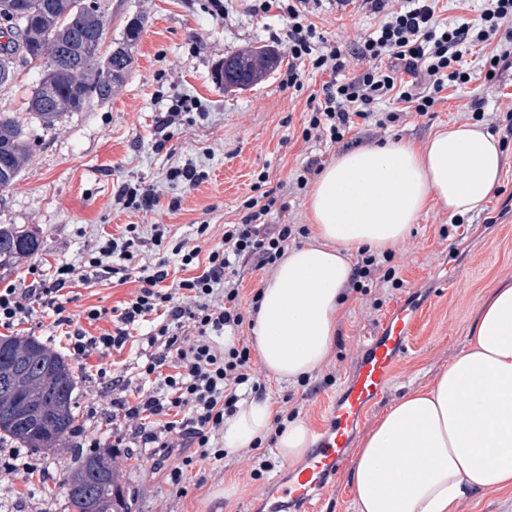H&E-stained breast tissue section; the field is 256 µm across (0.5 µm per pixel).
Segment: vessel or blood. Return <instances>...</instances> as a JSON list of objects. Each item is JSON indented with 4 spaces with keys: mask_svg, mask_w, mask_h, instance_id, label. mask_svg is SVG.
Segmentation results:
<instances>
[{
    "mask_svg": "<svg viewBox=\"0 0 512 512\" xmlns=\"http://www.w3.org/2000/svg\"><path fill=\"white\" fill-rule=\"evenodd\" d=\"M417 317V308L401 306L363 345L348 383L330 409L329 429L319 438L305 465L275 484L267 512H279L284 505L310 507L326 476L346 464L354 428L369 407L384 396L396 362L408 351Z\"/></svg>",
    "mask_w": 512,
    "mask_h": 512,
    "instance_id": "1",
    "label": "vessel or blood"
}]
</instances>
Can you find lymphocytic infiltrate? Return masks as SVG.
I'll return each instance as SVG.
<instances>
[{
	"label": "lymphocytic infiltrate",
	"instance_id": "obj_1",
	"mask_svg": "<svg viewBox=\"0 0 512 512\" xmlns=\"http://www.w3.org/2000/svg\"><path fill=\"white\" fill-rule=\"evenodd\" d=\"M322 2L259 0L254 8L260 17L283 22L271 34L288 57L283 86H299L306 68L324 76L320 91L308 99L310 117L302 129L307 141L338 144L358 126L386 128L399 113L378 111L383 102L426 115L444 90L464 84L471 73L464 57L472 47L492 45L487 76L512 64V0H483L477 25L463 19L441 23L440 0H361L383 20L350 48L329 43L318 32L312 16ZM279 193L270 187L247 198L239 222L225 225L219 245H209L208 225H192L194 246L180 242L172 249L184 278L171 280L164 258L150 267L136 265L140 249L162 248L167 231L155 224L146 235L130 224L123 237L101 243L87 264L63 263L50 273L35 266L28 286L0 289V327L10 329L51 313L75 357L95 353L104 358L136 341L139 352L129 368H98V396L112 404L113 450H145L152 470L166 472L176 495L184 494L194 462L223 459L219 436L246 393L264 392L249 347L223 345L219 339L245 323L244 270H272L301 233L294 224L267 223L271 212L288 209ZM113 198L123 208L143 212L163 204L174 212L181 205L176 198L162 203L157 187L145 182L118 183ZM108 257L113 276L123 284L135 281L137 289L112 310L87 311L88 323L106 318L112 325L96 336L75 321L68 305L74 288L99 277Z\"/></svg>",
	"mask_w": 512,
	"mask_h": 512
}]
</instances>
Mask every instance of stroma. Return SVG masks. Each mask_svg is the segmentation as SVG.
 <instances>
[{
	"mask_svg": "<svg viewBox=\"0 0 512 512\" xmlns=\"http://www.w3.org/2000/svg\"><path fill=\"white\" fill-rule=\"evenodd\" d=\"M104 19L103 53H110L135 20L143 28L124 81L112 97L90 99L84 111L62 116L48 127L28 112L24 100L38 69L17 62L11 83L0 86V112L13 115L25 129L32 147L31 160L16 181L0 189V224L36 231L40 248L30 257L0 267V285L23 286L32 279L33 264L43 268L87 259L100 237L121 236L126 225L168 224L174 240L188 236L193 224L210 227L212 243H220L226 224L239 221L242 203L253 193L259 174L284 182L288 210L281 218L291 224L310 221L308 190L291 189L297 171L308 160L334 161L343 145L304 141L307 98L322 78L305 73L303 89L281 84L272 72L257 85L225 91L215 74L224 57L234 51L269 47V29L281 20L254 16L249 0H228L227 17L216 15L212 0H95ZM380 20L368 8L339 10L336 0H324L316 24L332 41L355 42L371 33ZM484 49L473 48L466 65L473 79L460 89H448L445 100L428 115H401L387 129L362 126L349 135L354 147L406 141L422 146L451 122L471 121L464 104L484 103L485 128L512 120V67H500L486 81ZM197 100L200 111L190 112L163 151H155L159 134L154 118L164 111L172 94ZM504 171L500 184L484 208L453 220L432 209L415 225L411 237L394 256L397 288H374L370 293L348 292L346 311L338 326L327 364L296 383L268 379L265 399L286 401L288 409L307 420L314 430L327 423V409L344 388L366 336L408 298L420 299L419 313L407 354L395 366L384 397L365 414L354 440L362 442L372 426L401 395L426 384L467 344L476 308L499 281L512 280V141L503 147ZM193 161L206 174L194 190L183 192L169 184V167ZM117 180L144 181L158 186L165 201L177 197L181 208L131 212L112 199ZM269 216V223H277ZM134 283L118 284L103 278L76 289L71 313L84 315L96 307L112 309L131 298ZM77 387V421L101 423L100 437L111 443L112 429L103 423L105 402L99 387L97 356L72 358ZM76 439L63 447L30 454L48 468L51 478L40 497L28 495V478L13 475L0 480V499L12 501L15 512H67L64 480L76 466ZM112 470L124 492L130 493L132 512H255L261 507L271 479L288 462L275 446L244 449L192 469L187 493L173 496L163 473L149 463L125 454L112 456ZM350 468L329 478L314 512H356ZM237 492L225 497L226 484Z\"/></svg>",
	"mask_w": 512,
	"mask_h": 512,
	"instance_id": "obj_1",
	"label": "stroma"
}]
</instances>
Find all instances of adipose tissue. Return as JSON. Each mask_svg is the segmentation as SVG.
<instances>
[{"mask_svg": "<svg viewBox=\"0 0 512 512\" xmlns=\"http://www.w3.org/2000/svg\"><path fill=\"white\" fill-rule=\"evenodd\" d=\"M503 163L476 122L450 124L420 149L399 142L338 155L309 193L312 243L288 248L260 290L252 333L264 368L287 381L320 369L354 252L401 247L426 209H480ZM271 419L268 402L242 401L224 423L225 453L260 443ZM350 482L357 512H453L469 493L512 490V282L481 301L467 349L378 419Z\"/></svg>", "mask_w": 512, "mask_h": 512, "instance_id": "ef3b65f1", "label": "adipose tissue"}]
</instances>
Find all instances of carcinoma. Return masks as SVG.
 <instances>
[{
  "instance_id": "1",
  "label": "carcinoma",
  "mask_w": 512,
  "mask_h": 512,
  "mask_svg": "<svg viewBox=\"0 0 512 512\" xmlns=\"http://www.w3.org/2000/svg\"><path fill=\"white\" fill-rule=\"evenodd\" d=\"M4 10L23 18L12 54L40 67V77L28 96V111L44 125L55 124L68 112H81L95 97H112V59L99 58L94 46L103 31L99 11L85 0H0ZM142 22L130 24L120 43L124 68L130 65ZM240 71V83L249 87L270 74L278 55L262 47L230 54ZM31 158L24 128L0 113V189L12 185ZM37 235L14 224H0V266L39 250ZM0 440L11 439L22 448L40 452L70 437L75 423L76 381L68 360L34 336H0ZM101 451L78 454V467L65 481L68 512H117L116 498L124 496L108 467H101Z\"/></svg>"
}]
</instances>
